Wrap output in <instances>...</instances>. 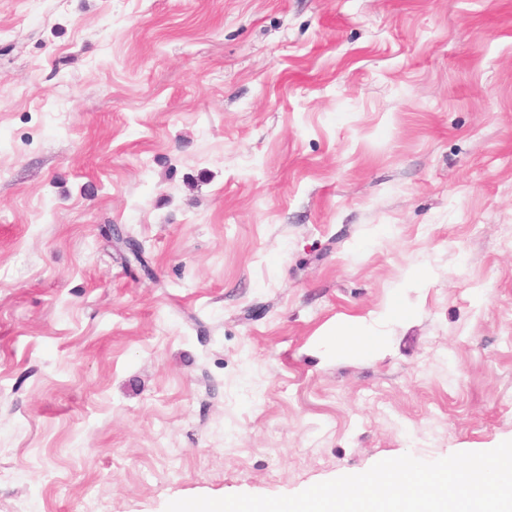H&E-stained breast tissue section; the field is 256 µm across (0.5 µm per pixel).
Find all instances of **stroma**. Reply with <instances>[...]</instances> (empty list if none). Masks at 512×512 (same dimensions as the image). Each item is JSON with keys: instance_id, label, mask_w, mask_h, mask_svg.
I'll return each mask as SVG.
<instances>
[{"instance_id": "1", "label": "stroma", "mask_w": 512, "mask_h": 512, "mask_svg": "<svg viewBox=\"0 0 512 512\" xmlns=\"http://www.w3.org/2000/svg\"><path fill=\"white\" fill-rule=\"evenodd\" d=\"M511 237L512 0H0V512L512 440ZM328 335L334 336L336 347H352L362 353H369L381 344L379 337L371 328L361 322H354Z\"/></svg>"}]
</instances>
